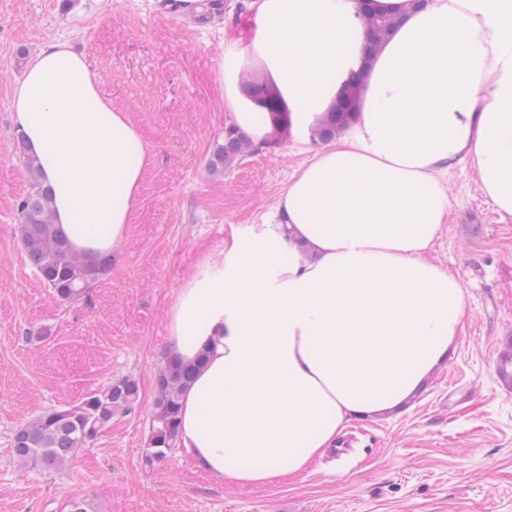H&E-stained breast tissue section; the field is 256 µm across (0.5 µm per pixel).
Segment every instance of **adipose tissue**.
Listing matches in <instances>:
<instances>
[{
    "mask_svg": "<svg viewBox=\"0 0 512 512\" xmlns=\"http://www.w3.org/2000/svg\"><path fill=\"white\" fill-rule=\"evenodd\" d=\"M247 36H224V106L261 141L246 93L273 85L289 134L311 129L351 74L361 106L313 148L271 222L203 256L169 306L166 353L193 366L180 450L218 480L301 473L358 416L402 407L446 359L465 297L429 257L451 213L439 175L466 162L512 222V0H427L376 52L358 0H252ZM15 125L55 189L73 250L117 254L153 163L83 56L47 44L17 82Z\"/></svg>",
    "mask_w": 512,
    "mask_h": 512,
    "instance_id": "obj_1",
    "label": "adipose tissue"
}]
</instances>
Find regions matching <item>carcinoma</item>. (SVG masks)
<instances>
[{
  "instance_id": "obj_1",
  "label": "carcinoma",
  "mask_w": 512,
  "mask_h": 512,
  "mask_svg": "<svg viewBox=\"0 0 512 512\" xmlns=\"http://www.w3.org/2000/svg\"><path fill=\"white\" fill-rule=\"evenodd\" d=\"M361 15L369 31V47L373 50L388 40L399 23L398 14L376 12L369 4L361 10ZM359 90L358 77L353 74L334 108L312 129V141L336 135L349 116L358 111ZM254 92L274 125V133L269 139L256 143L236 125H229L224 129L223 142L216 143L207 161V169L214 177L224 176L225 171L259 150L277 148L282 138L288 135V110L274 91L261 85L254 88ZM14 148L29 174V188L18 204L22 247L56 299L80 300L107 274L112 258H86L72 251L54 222L52 188L42 179L23 138H17ZM192 373V367L171 359L157 369L144 452L148 465L165 459L176 446L180 397L191 382ZM138 401L136 379L116 380L75 405L47 411L16 429L12 437L13 455L24 466L61 470L112 422L113 417L131 413Z\"/></svg>"
}]
</instances>
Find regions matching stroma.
<instances>
[{
    "mask_svg": "<svg viewBox=\"0 0 512 512\" xmlns=\"http://www.w3.org/2000/svg\"><path fill=\"white\" fill-rule=\"evenodd\" d=\"M163 0H0V512H512V223H500L469 164L441 173L452 220L433 259L465 300L448 361L401 413L360 418L303 473L264 486L221 483L174 453L144 466L167 311L197 260L263 218L307 158L284 139L224 177L207 160L225 125L224 34L250 0L201 21ZM86 57L102 95L141 131L152 166L112 269L88 299L52 296L19 240L29 175L15 154L12 90L48 43ZM131 376L135 410L113 418L63 473L25 468L14 431Z\"/></svg>",
    "mask_w": 512,
    "mask_h": 512,
    "instance_id": "obj_1",
    "label": "stroma"
}]
</instances>
